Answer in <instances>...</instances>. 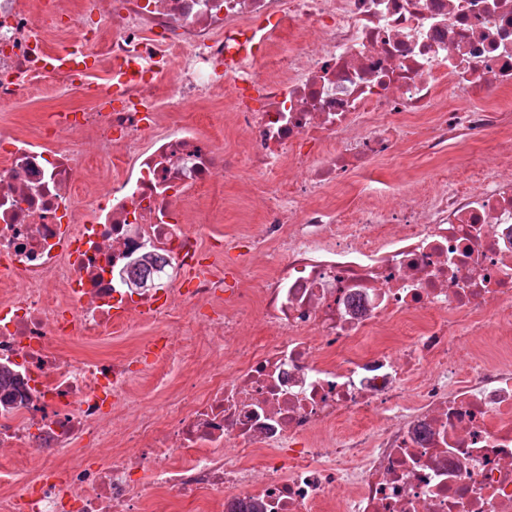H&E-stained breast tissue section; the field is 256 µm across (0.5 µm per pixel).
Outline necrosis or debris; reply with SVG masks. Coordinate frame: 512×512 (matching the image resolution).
<instances>
[{
    "mask_svg": "<svg viewBox=\"0 0 512 512\" xmlns=\"http://www.w3.org/2000/svg\"><path fill=\"white\" fill-rule=\"evenodd\" d=\"M84 11L109 33L74 71L48 56L89 43L78 19L0 0V102L93 98L51 113L65 148L0 128V512H512V0ZM219 99L224 141L181 117ZM460 135L500 159L465 150L469 187L440 167ZM407 146L431 189L336 205ZM224 180L258 231L202 237ZM141 322L165 331L117 358L61 348ZM185 322L235 362L151 409L134 388L193 356Z\"/></svg>",
    "mask_w": 512,
    "mask_h": 512,
    "instance_id": "4bbe7bcc",
    "label": "necrosis or debris"
}]
</instances>
